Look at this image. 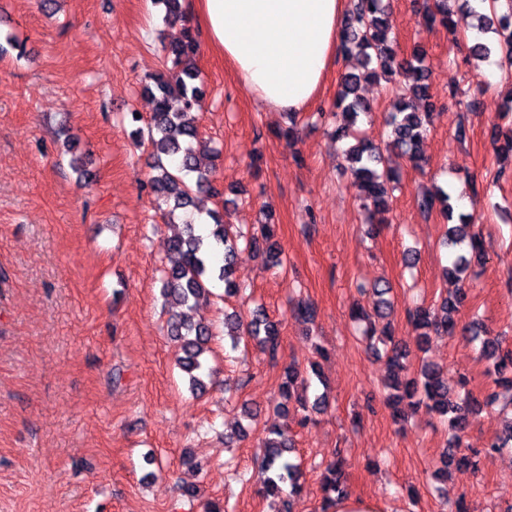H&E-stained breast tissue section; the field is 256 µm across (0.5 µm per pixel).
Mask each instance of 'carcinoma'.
Instances as JSON below:
<instances>
[{"instance_id":"carcinoma-1","label":"carcinoma","mask_w":512,"mask_h":512,"mask_svg":"<svg viewBox=\"0 0 512 512\" xmlns=\"http://www.w3.org/2000/svg\"><path fill=\"white\" fill-rule=\"evenodd\" d=\"M451 1L476 15L482 31L491 29L499 35L496 49L476 42L469 46V55L474 59H487L495 51L500 54V62L512 67V14H497L496 0H433L432 6L424 13V26L432 29L439 24L454 35V40H459L452 22ZM152 3L164 6L166 21L186 20L182 0H152ZM388 9L387 0H354L347 15L341 51L345 55L354 52L362 56L364 71L347 73L342 78L336 95L338 112L334 113V134L338 141L348 138L358 117L371 111L370 104L359 96L362 82L393 83L398 97L393 112L387 117V125L391 127L389 148L416 164L420 159L421 141L431 122L430 113L419 111L416 105L417 99L426 98L429 88V74L423 65L426 50L417 45L408 55L400 52L396 39L390 37L386 21ZM198 51L197 39L190 29H185L183 39L168 48V53L173 56L169 72L150 77L153 87L148 92L154 101V112L147 131H135L137 144H147L154 158L152 169L155 174L148 182L151 192L167 206L171 217H176L179 211L186 215L181 222L182 231L168 241L169 265L163 270L161 296L174 309L167 322V333L179 348L177 363L186 374L188 388L194 394L205 392L206 379L211 377L207 354L213 330L201 319L187 318L184 310H195L201 301L208 299L214 280L224 283L227 295L237 291L233 275L241 242L262 255L268 266L284 264V250L272 224H260L246 234L234 233L232 225L224 223L223 214L209 210L206 216L212 222L210 233L205 237L196 233L192 217L194 196L200 193L224 196V190L216 185L212 168L203 163L207 146L200 141L198 129L189 118L190 111L200 108L203 100L202 72L196 63ZM491 139L496 154L512 155L511 123L494 125ZM347 154L360 183L363 204L372 206L381 216L388 213L391 194L399 181L396 170L386 166L385 156L378 148L359 139L347 148ZM451 200L448 191L438 188L423 194L418 200V207L428 213L438 210L449 218L454 211ZM471 227L469 216L462 214L460 221L448 228V247L455 249L463 244L468 247V250L456 253L451 262L450 275L455 279L456 291L434 311L416 307L407 312L408 335L420 351L434 336H457L458 323L454 314L467 297L464 280L473 268L483 265L486 260L482 238L472 232ZM389 292L390 288L386 286L372 289V311L358 305L353 308V315L369 322L365 331L369 350L386 358L391 373L387 404L399 413L424 410L448 421L451 441L442 456L439 476H444L451 467H475L474 458L482 453L487 455L512 447V423L504 436L492 440L486 448L463 447L465 433L474 415L502 400L512 404V349H503L502 340L497 336L474 335L481 341L483 356L492 364V386L481 401L469 398L453 400L448 397V384L444 371L439 367L424 363L417 376L408 377L409 351L406 345L394 335L391 325L378 329L371 321L374 316L383 319L388 315L392 305L385 295ZM224 335L230 337L234 344L246 336L269 359L278 357L281 347L278 324L262 309L252 311L247 323L235 312L224 313ZM303 374L304 371L298 367L289 366L284 370L280 408L285 416L294 412L300 423L305 425L312 414L323 410L324 400L319 396L311 402L295 396L297 384L304 381ZM262 447L260 464L268 474L266 491L277 496L285 495V512H291L292 498L303 488V472L301 463L290 458L294 445L288 428H268ZM323 491L322 512H328L336 498L348 495L345 459L339 448L326 463Z\"/></svg>"}]
</instances>
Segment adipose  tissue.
<instances>
[{
	"mask_svg": "<svg viewBox=\"0 0 512 512\" xmlns=\"http://www.w3.org/2000/svg\"><path fill=\"white\" fill-rule=\"evenodd\" d=\"M347 0H188V17L250 95L273 112L316 99L340 48Z\"/></svg>",
	"mask_w": 512,
	"mask_h": 512,
	"instance_id": "1",
	"label": "adipose tissue"
}]
</instances>
